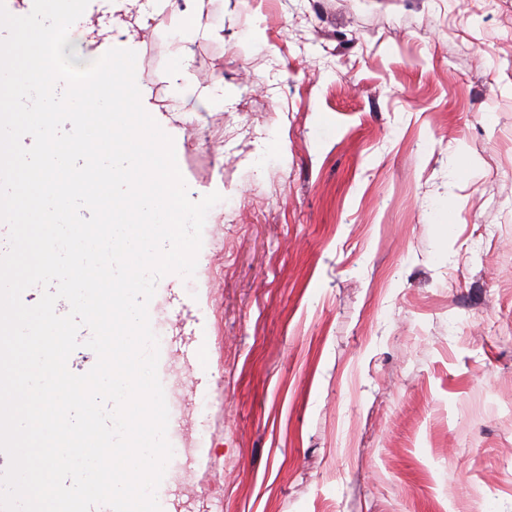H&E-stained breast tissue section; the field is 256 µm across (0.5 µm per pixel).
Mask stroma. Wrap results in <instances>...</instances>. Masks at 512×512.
Here are the masks:
<instances>
[{
    "label": "stroma",
    "instance_id": "obj_1",
    "mask_svg": "<svg viewBox=\"0 0 512 512\" xmlns=\"http://www.w3.org/2000/svg\"><path fill=\"white\" fill-rule=\"evenodd\" d=\"M188 27L190 42L179 38ZM190 197L167 512H512V0H147ZM223 97H215L216 85Z\"/></svg>",
    "mask_w": 512,
    "mask_h": 512
}]
</instances>
